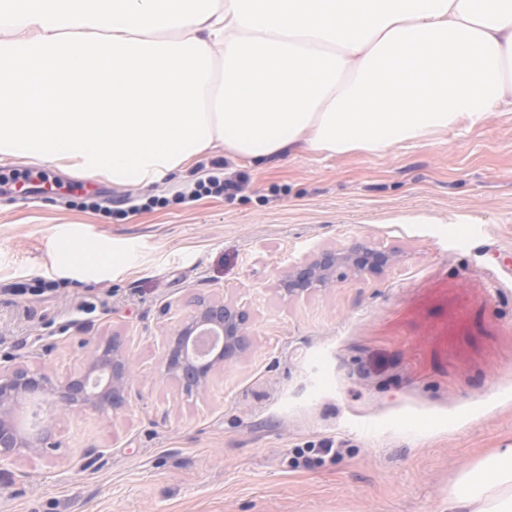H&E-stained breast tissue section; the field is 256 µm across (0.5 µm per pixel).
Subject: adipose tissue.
<instances>
[{"label": "adipose tissue", "mask_w": 512, "mask_h": 512, "mask_svg": "<svg viewBox=\"0 0 512 512\" xmlns=\"http://www.w3.org/2000/svg\"><path fill=\"white\" fill-rule=\"evenodd\" d=\"M512 107V0H0V162L148 186L221 151L382 156ZM450 512H512V448Z\"/></svg>", "instance_id": "ef3b65f1"}]
</instances>
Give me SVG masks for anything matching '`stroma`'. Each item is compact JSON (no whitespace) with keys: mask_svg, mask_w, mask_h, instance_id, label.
Instances as JSON below:
<instances>
[{"mask_svg":"<svg viewBox=\"0 0 512 512\" xmlns=\"http://www.w3.org/2000/svg\"><path fill=\"white\" fill-rule=\"evenodd\" d=\"M2 175L0 368L65 375L116 332L139 377L117 415L58 422L66 462L0 476V512H444L464 468L512 447L511 109L383 156L213 154L146 187L25 159ZM211 175L241 186L195 196ZM352 246L396 262L277 292L294 261ZM201 298L251 317L203 398L161 348Z\"/></svg>","mask_w":512,"mask_h":512,"instance_id":"obj_1","label":"stroma"}]
</instances>
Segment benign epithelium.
<instances>
[{
  "instance_id": "benign-epithelium-1",
  "label": "benign epithelium",
  "mask_w": 512,
  "mask_h": 512,
  "mask_svg": "<svg viewBox=\"0 0 512 512\" xmlns=\"http://www.w3.org/2000/svg\"><path fill=\"white\" fill-rule=\"evenodd\" d=\"M393 262L385 250L320 251L292 263L280 286L288 296H300L331 287L341 268L379 273ZM249 323L248 311L233 301H199L173 333L163 336L165 374L189 395L206 392L224 365L249 350ZM136 376L118 335L96 344L80 369L65 376L27 364L0 369V473L59 450L54 417L46 413L70 416L89 409L112 415L125 406Z\"/></svg>"
}]
</instances>
